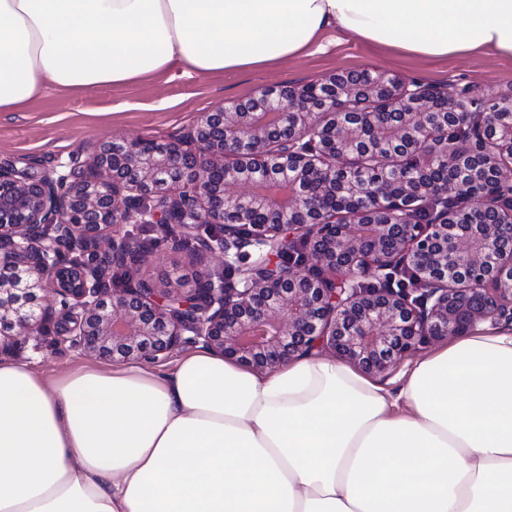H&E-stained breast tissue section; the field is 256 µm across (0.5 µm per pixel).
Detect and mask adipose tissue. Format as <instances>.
<instances>
[{"instance_id":"ef3b65f1","label":"adipose tissue","mask_w":512,"mask_h":512,"mask_svg":"<svg viewBox=\"0 0 512 512\" xmlns=\"http://www.w3.org/2000/svg\"><path fill=\"white\" fill-rule=\"evenodd\" d=\"M329 30L512 60V0H0V112L50 85L247 72ZM0 512H512V328L479 324L393 386L310 354L54 378L0 360Z\"/></svg>"}]
</instances>
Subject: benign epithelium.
I'll return each instance as SVG.
<instances>
[{
  "mask_svg": "<svg viewBox=\"0 0 512 512\" xmlns=\"http://www.w3.org/2000/svg\"><path fill=\"white\" fill-rule=\"evenodd\" d=\"M462 163L464 180H427ZM511 168L512 97L374 69L264 87L179 138L111 142L56 176L0 166V354L53 326L116 363L201 344L272 370L328 348L383 373L425 342L512 322ZM122 224L195 230L193 259L207 272L235 251L243 287L110 284L136 249ZM397 260L423 289L357 286Z\"/></svg>",
  "mask_w": 512,
  "mask_h": 512,
  "instance_id": "7a95c632",
  "label": "benign epithelium"
}]
</instances>
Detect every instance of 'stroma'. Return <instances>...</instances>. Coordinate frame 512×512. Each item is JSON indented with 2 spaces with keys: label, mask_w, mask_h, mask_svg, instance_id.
Segmentation results:
<instances>
[{
  "label": "stroma",
  "mask_w": 512,
  "mask_h": 512,
  "mask_svg": "<svg viewBox=\"0 0 512 512\" xmlns=\"http://www.w3.org/2000/svg\"><path fill=\"white\" fill-rule=\"evenodd\" d=\"M324 42V52L246 75L198 77L174 68L86 92L47 88L14 111L0 112V165L39 176L59 170L72 155L88 158L109 141L133 137L168 140L185 133L201 113L231 107L263 87L303 86L340 70L379 68L440 88L468 87L479 94L512 95V62L493 56L428 60L394 55L335 32L326 33ZM175 271L191 281L200 268L187 252L161 245L150 251L140 274L160 285ZM10 357L48 375L97 363L96 358L70 348L51 331L20 340Z\"/></svg>",
  "instance_id": "stroma-1"
}]
</instances>
